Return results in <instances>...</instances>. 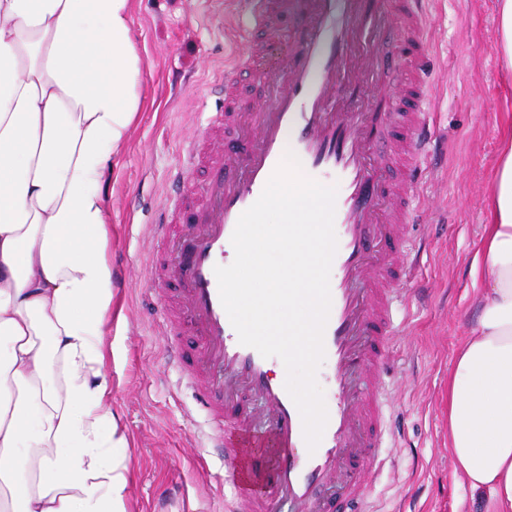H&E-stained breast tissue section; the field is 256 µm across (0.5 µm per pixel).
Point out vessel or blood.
<instances>
[{
  "instance_id": "obj_1",
  "label": "vessel or blood",
  "mask_w": 512,
  "mask_h": 512,
  "mask_svg": "<svg viewBox=\"0 0 512 512\" xmlns=\"http://www.w3.org/2000/svg\"><path fill=\"white\" fill-rule=\"evenodd\" d=\"M248 29L269 41L288 38L290 62L268 80L271 104L248 102L211 113L204 129L222 132L238 115L250 119L243 156L211 155L213 177L202 187L192 231L166 271L184 289L181 306L161 308L170 330L190 325L193 355L172 348L183 381L204 396L211 429L220 438L224 481L234 488L229 512H322L317 492L343 482L347 461L380 455L385 410L370 389L391 371L397 287L419 257L406 247L420 210L410 188L421 174L431 132L425 119L432 84L423 77L428 36L425 0H313L294 29L282 26L272 0H237ZM399 33L397 66L415 81L387 92L377 48ZM304 176L337 188V252L330 273L331 307L324 330L326 378L333 400L316 450H308L299 410L276 375V358L241 345L220 301L215 266L230 265L231 238L241 214L260 197L286 153ZM264 408L258 428L243 416L239 430L224 419L240 395ZM266 449L264 488L239 486L244 448Z\"/></svg>"
}]
</instances>
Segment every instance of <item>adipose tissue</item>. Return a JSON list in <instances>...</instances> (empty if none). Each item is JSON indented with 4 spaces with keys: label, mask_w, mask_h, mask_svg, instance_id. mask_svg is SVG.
Returning <instances> with one entry per match:
<instances>
[{
    "label": "adipose tissue",
    "mask_w": 512,
    "mask_h": 512,
    "mask_svg": "<svg viewBox=\"0 0 512 512\" xmlns=\"http://www.w3.org/2000/svg\"><path fill=\"white\" fill-rule=\"evenodd\" d=\"M133 0H0V512H132L112 409V211L142 107ZM448 376V455L512 512V126Z\"/></svg>",
    "instance_id": "obj_1"
}]
</instances>
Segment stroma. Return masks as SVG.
Masks as SVG:
<instances>
[{"mask_svg": "<svg viewBox=\"0 0 512 512\" xmlns=\"http://www.w3.org/2000/svg\"><path fill=\"white\" fill-rule=\"evenodd\" d=\"M428 11L434 91L427 113L438 148L415 190L422 221L410 245L422 253L396 305L397 364L380 389L383 462L363 479L365 512L485 508L448 458V374L477 321L469 265L487 222L500 129L512 119V105L502 101L512 73L500 63L496 0H430ZM238 27L233 0H134L147 106L105 192L114 301L124 315L110 323L112 407L130 439L135 512H225L231 499L222 459L203 445L206 415L163 358L170 336L156 299L175 289L150 275L173 254L151 232L175 191L173 173L213 108L211 91L226 63L249 46Z\"/></svg>", "mask_w": 512, "mask_h": 512, "instance_id": "1", "label": "stroma"}]
</instances>
